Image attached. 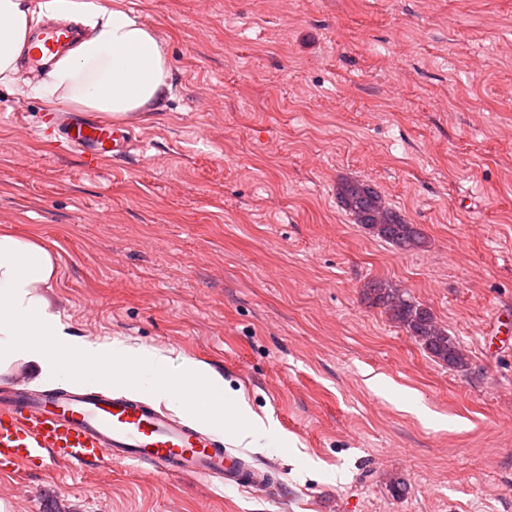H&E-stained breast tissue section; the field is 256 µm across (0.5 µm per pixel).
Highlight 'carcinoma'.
Listing matches in <instances>:
<instances>
[{"label":"carcinoma","mask_w":512,"mask_h":512,"mask_svg":"<svg viewBox=\"0 0 512 512\" xmlns=\"http://www.w3.org/2000/svg\"><path fill=\"white\" fill-rule=\"evenodd\" d=\"M337 196L356 223L391 244L395 250L410 252L426 244L418 225L387 208L371 185L345 180L338 185ZM366 298L372 306L383 309L402 326L431 357L457 371L469 369V359L455 338L438 326L432 313L409 293L385 282H376L367 287Z\"/></svg>","instance_id":"1"}]
</instances>
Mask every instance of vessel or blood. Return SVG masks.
I'll return each instance as SVG.
<instances>
[{"instance_id": "obj_1", "label": "vessel or blood", "mask_w": 512, "mask_h": 512, "mask_svg": "<svg viewBox=\"0 0 512 512\" xmlns=\"http://www.w3.org/2000/svg\"><path fill=\"white\" fill-rule=\"evenodd\" d=\"M77 38L71 24L43 18L28 43V65L44 66ZM44 123L65 127L67 150L90 171L127 153L132 142L128 125L83 120L71 112L47 113ZM62 459L146 464L255 489L266 480L265 471L227 452L198 423L143 398L63 389L34 396L0 394V472H19L36 460L52 464Z\"/></svg>"}]
</instances>
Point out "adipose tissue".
I'll return each mask as SVG.
<instances>
[{
  "label": "adipose tissue",
  "mask_w": 512,
  "mask_h": 512,
  "mask_svg": "<svg viewBox=\"0 0 512 512\" xmlns=\"http://www.w3.org/2000/svg\"><path fill=\"white\" fill-rule=\"evenodd\" d=\"M43 7L81 21L88 33L43 73L31 88L34 96L109 118L126 117L165 96L170 70L153 30L98 0H44ZM32 15L31 0H0V82L14 79ZM53 276L46 248L0 231V373L19 363L37 381L65 376L91 387H133L178 409L204 410L208 420L232 431L237 443L253 445L268 436L264 422L244 412L223 380L205 368L186 363L176 370L153 349L73 337L41 293Z\"/></svg>",
  "instance_id": "adipose-tissue-1"
}]
</instances>
